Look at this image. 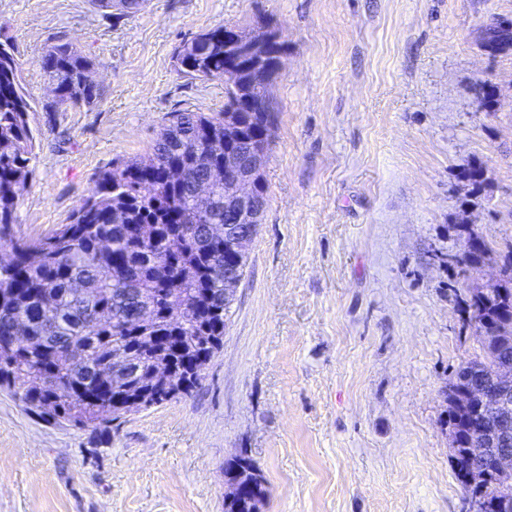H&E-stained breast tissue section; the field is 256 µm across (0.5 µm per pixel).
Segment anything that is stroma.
<instances>
[{"instance_id": "1", "label": "stroma", "mask_w": 512, "mask_h": 512, "mask_svg": "<svg viewBox=\"0 0 512 512\" xmlns=\"http://www.w3.org/2000/svg\"><path fill=\"white\" fill-rule=\"evenodd\" d=\"M512 0H148L128 16L90 0H0L36 149L17 236L52 235L120 160L151 152L172 112H217L224 83L178 71L182 41L266 25L284 44L263 168L267 205L191 397L88 427L0 391V512H224V464L248 456L262 512H468L443 391L480 351L446 253L464 222L512 242V55L480 47ZM74 43L92 108L46 112L39 60ZM499 89L492 111L469 87ZM490 185L462 209L460 165Z\"/></svg>"}]
</instances>
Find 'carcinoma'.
Here are the masks:
<instances>
[{"label":"carcinoma","instance_id":"cac0c4a2","mask_svg":"<svg viewBox=\"0 0 512 512\" xmlns=\"http://www.w3.org/2000/svg\"><path fill=\"white\" fill-rule=\"evenodd\" d=\"M480 47L492 57L512 55V17L499 16L485 26ZM179 71L193 80L224 79V26L218 25L184 41L178 50ZM92 63L72 43L50 47L40 67L54 84L57 108H90L99 90L89 77ZM471 92L486 110L496 102L497 89L478 80ZM252 107L238 112L240 95L224 89V111H179L171 115L151 154L120 161L100 178L96 191L55 234L25 240L14 234L18 199L32 174L35 137L29 123L34 111L20 76L13 49L0 42V246L11 259L0 263V389L17 398L26 411L56 423L92 424L105 406L122 393L136 392L152 381L159 360L180 368L195 361L196 375L183 395L198 387L212 352L198 356L200 336L224 335V287L235 243L224 238V181L211 185L204 202L196 201L194 181L224 168V144L256 145L267 153L270 143L258 139L263 114L272 105L270 86L248 91ZM458 176L480 195L489 185L485 168L468 163ZM141 224L157 226L156 237H143ZM463 243L480 242L476 251L462 248L448 262L466 278L496 255L512 269V243L496 248L484 237L459 225ZM492 299L465 291L458 299L462 326L480 337V353L462 363L448 378L458 389L470 383L481 365H512V274ZM135 372L121 389L95 374L112 368L116 353ZM448 429L459 434L450 454L456 480L473 498L512 512V492L501 488L493 462L487 477L466 480L464 456L491 428L472 413L446 409ZM246 493L225 512H254L267 495L257 467L241 458Z\"/></svg>","mask_w":512,"mask_h":512}]
</instances>
